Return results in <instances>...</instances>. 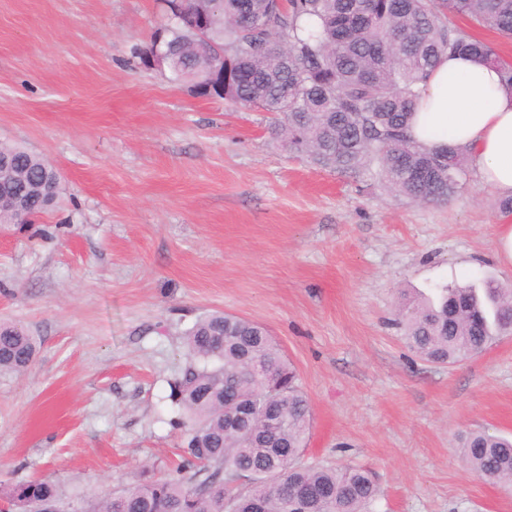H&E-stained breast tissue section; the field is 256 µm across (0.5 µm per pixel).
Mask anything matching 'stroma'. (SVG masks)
<instances>
[{
    "label": "stroma",
    "instance_id": "35a3bbf8",
    "mask_svg": "<svg viewBox=\"0 0 512 512\" xmlns=\"http://www.w3.org/2000/svg\"><path fill=\"white\" fill-rule=\"evenodd\" d=\"M156 0H0V143L52 160L62 199L0 224V321L40 341L0 373V480L65 495L170 473V383L195 320L265 326L312 408L303 460L369 469L374 512H512L460 437L512 436V336L452 366L422 360L399 305L465 278L512 283L498 193L446 203L290 154L265 113L197 98L133 54Z\"/></svg>",
    "mask_w": 512,
    "mask_h": 512
}]
</instances>
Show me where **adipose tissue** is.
Wrapping results in <instances>:
<instances>
[{
  "instance_id": "adipose-tissue-1",
  "label": "adipose tissue",
  "mask_w": 512,
  "mask_h": 512,
  "mask_svg": "<svg viewBox=\"0 0 512 512\" xmlns=\"http://www.w3.org/2000/svg\"><path fill=\"white\" fill-rule=\"evenodd\" d=\"M411 134L428 146L462 148L486 187L512 195V89L495 66L442 58L424 83Z\"/></svg>"
}]
</instances>
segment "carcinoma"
<instances>
[{
  "label": "carcinoma",
  "instance_id": "1",
  "mask_svg": "<svg viewBox=\"0 0 512 512\" xmlns=\"http://www.w3.org/2000/svg\"><path fill=\"white\" fill-rule=\"evenodd\" d=\"M161 8L170 80L200 97L273 115L270 133L289 152L356 178L372 169L389 191L415 202H447L476 170L451 145L427 147L410 135L420 83L441 57L467 54L500 67L512 88V62L454 21L460 17L512 39V0H190L205 16V37ZM16 187L41 214L61 192L43 156L0 143ZM406 346L427 361L454 364L512 335V285L484 278L445 284L400 311ZM186 365L170 384L171 426L185 440L175 471L112 490L66 498L59 483L0 482L10 512H367L378 497L357 466L297 462L306 447L311 404L296 369L263 325L224 312L199 317L185 332ZM37 341L0 324V372H22ZM251 406L237 426L225 420ZM283 419L272 435L265 422ZM462 458L476 476L512 486V440L473 432Z\"/></svg>",
  "mask_w": 512,
  "mask_h": 512
}]
</instances>
